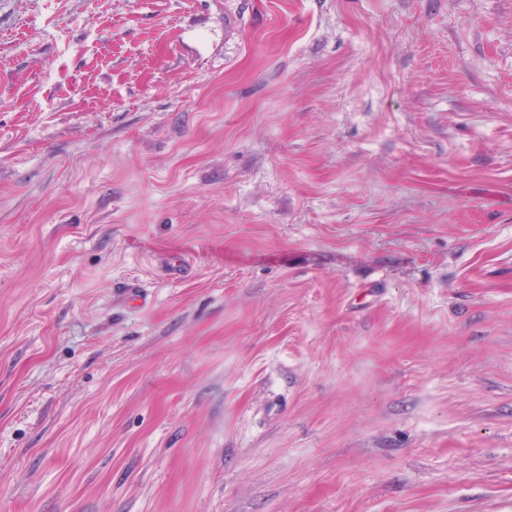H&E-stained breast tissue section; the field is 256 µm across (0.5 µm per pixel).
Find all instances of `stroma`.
Listing matches in <instances>:
<instances>
[{"instance_id":"obj_1","label":"stroma","mask_w":512,"mask_h":512,"mask_svg":"<svg viewBox=\"0 0 512 512\" xmlns=\"http://www.w3.org/2000/svg\"><path fill=\"white\" fill-rule=\"evenodd\" d=\"M0 512H512V0H0Z\"/></svg>"}]
</instances>
